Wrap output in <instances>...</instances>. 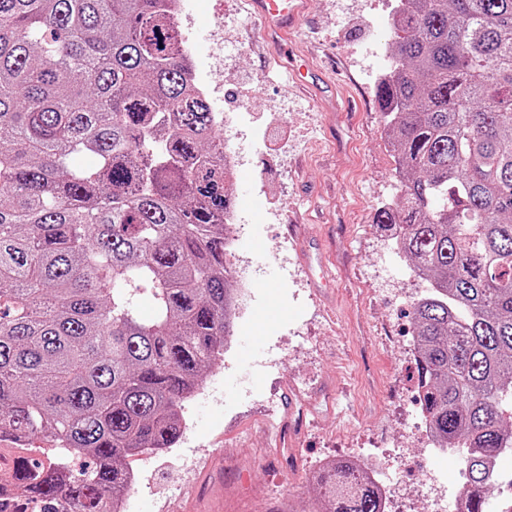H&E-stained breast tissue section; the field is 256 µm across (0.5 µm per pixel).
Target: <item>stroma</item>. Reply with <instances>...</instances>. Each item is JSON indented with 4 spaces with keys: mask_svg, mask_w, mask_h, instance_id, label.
Masks as SVG:
<instances>
[{
    "mask_svg": "<svg viewBox=\"0 0 512 512\" xmlns=\"http://www.w3.org/2000/svg\"><path fill=\"white\" fill-rule=\"evenodd\" d=\"M290 51L327 92L293 80L259 35L248 0H186L179 20L219 111L242 113L236 249L254 286L230 346L185 404L186 431L162 454L130 457L133 512H310L318 463L379 459L391 495L429 512L435 477L449 500L465 463L420 440L411 302L428 288L376 221L400 188L375 95L388 66L395 0H306ZM299 389L309 403L293 448L270 432Z\"/></svg>",
    "mask_w": 512,
    "mask_h": 512,
    "instance_id": "obj_1",
    "label": "stroma"
}]
</instances>
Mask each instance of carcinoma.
Here are the masks:
<instances>
[{"instance_id": "1", "label": "carcinoma", "mask_w": 512, "mask_h": 512, "mask_svg": "<svg viewBox=\"0 0 512 512\" xmlns=\"http://www.w3.org/2000/svg\"><path fill=\"white\" fill-rule=\"evenodd\" d=\"M165 2L0 0V439L54 444L21 462L19 502L0 486L7 509L104 512L224 357L230 172ZM391 15L376 96L400 194L376 223L429 284L411 304L421 411L464 455L462 512H486L512 453V0ZM357 467L312 472L318 512H384Z\"/></svg>"}]
</instances>
